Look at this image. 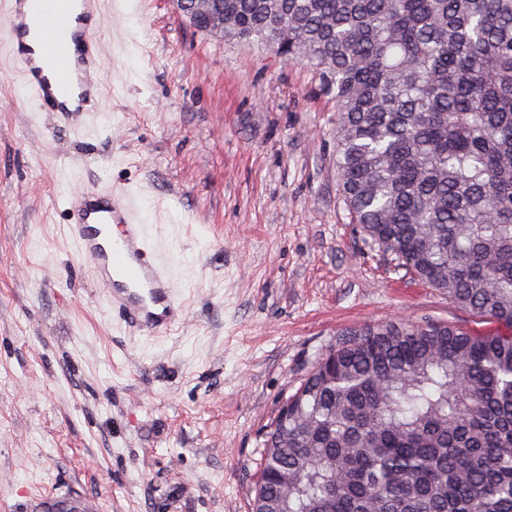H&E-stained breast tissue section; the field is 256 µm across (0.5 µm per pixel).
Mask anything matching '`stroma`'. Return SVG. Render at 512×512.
<instances>
[{
	"label": "stroma",
	"mask_w": 512,
	"mask_h": 512,
	"mask_svg": "<svg viewBox=\"0 0 512 512\" xmlns=\"http://www.w3.org/2000/svg\"><path fill=\"white\" fill-rule=\"evenodd\" d=\"M101 0L103 109L39 111L0 24V512H251L264 436L349 329L490 323L352 224L316 73L194 29L173 0ZM143 192L186 304L121 329L69 236L72 191Z\"/></svg>",
	"instance_id": "obj_1"
}]
</instances>
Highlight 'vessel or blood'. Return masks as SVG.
Masks as SVG:
<instances>
[{
	"instance_id": "vessel-or-blood-1",
	"label": "vessel or blood",
	"mask_w": 512,
	"mask_h": 512,
	"mask_svg": "<svg viewBox=\"0 0 512 512\" xmlns=\"http://www.w3.org/2000/svg\"><path fill=\"white\" fill-rule=\"evenodd\" d=\"M5 25L39 110L71 119L96 109L100 0H13ZM69 211L70 234L90 274L106 288L113 319L148 335L178 324L184 301L171 266L155 256V227L142 222L137 192L76 193Z\"/></svg>"
}]
</instances>
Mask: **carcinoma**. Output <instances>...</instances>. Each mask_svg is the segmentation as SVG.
I'll return each instance as SVG.
<instances>
[{
    "label": "carcinoma",
    "mask_w": 512,
    "mask_h": 512,
    "mask_svg": "<svg viewBox=\"0 0 512 512\" xmlns=\"http://www.w3.org/2000/svg\"><path fill=\"white\" fill-rule=\"evenodd\" d=\"M224 19L318 75L366 240L511 329L346 332L272 422L255 512H512V0H224Z\"/></svg>",
    "instance_id": "carcinoma-1"
}]
</instances>
